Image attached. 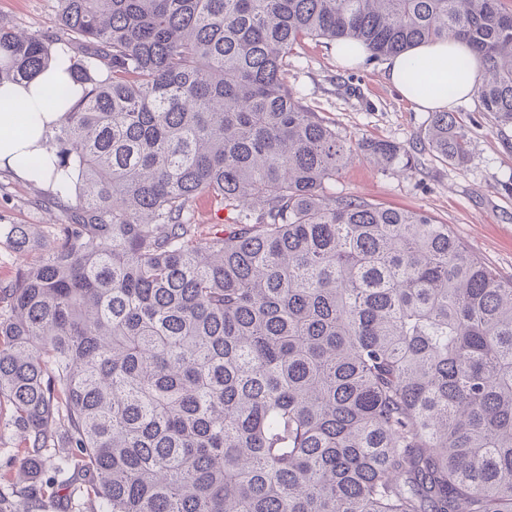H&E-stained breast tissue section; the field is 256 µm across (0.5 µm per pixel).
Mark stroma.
<instances>
[{
	"mask_svg": "<svg viewBox=\"0 0 512 512\" xmlns=\"http://www.w3.org/2000/svg\"><path fill=\"white\" fill-rule=\"evenodd\" d=\"M59 0H0V25L44 37L58 29ZM385 62L368 59L347 67L325 40H309L288 59V85L305 104L348 139L386 140L412 157L410 170H380L355 161L332 186L339 195L361 197L390 208L422 211L448 225L471 252L512 278V127H501L478 99L454 111L469 137L471 159L458 167L437 157L425 139L429 113L416 111L387 83ZM48 183H32L0 169V283L37 258L17 252L3 230L29 224L41 246L55 240L63 220Z\"/></svg>",
	"mask_w": 512,
	"mask_h": 512,
	"instance_id": "stroma-1",
	"label": "stroma"
}]
</instances>
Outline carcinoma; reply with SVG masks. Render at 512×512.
Returning a JSON list of instances; mask_svg holds the SVG:
<instances>
[{
	"label": "carcinoma",
	"instance_id": "obj_1",
	"mask_svg": "<svg viewBox=\"0 0 512 512\" xmlns=\"http://www.w3.org/2000/svg\"><path fill=\"white\" fill-rule=\"evenodd\" d=\"M448 37L512 126L499 0H62L45 39L0 25V85L73 52L54 154L18 161L66 220L0 286L6 426L67 512H512V279L421 211L328 192L410 155L286 80L307 39L379 59ZM425 136L470 161L452 114ZM201 202L236 228L201 236Z\"/></svg>",
	"mask_w": 512,
	"mask_h": 512
}]
</instances>
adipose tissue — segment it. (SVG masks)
Listing matches in <instances>:
<instances>
[{
    "instance_id": "obj_1",
    "label": "adipose tissue",
    "mask_w": 512,
    "mask_h": 512,
    "mask_svg": "<svg viewBox=\"0 0 512 512\" xmlns=\"http://www.w3.org/2000/svg\"><path fill=\"white\" fill-rule=\"evenodd\" d=\"M418 60L428 62L424 76L440 85V93L416 94L410 65ZM480 70L479 59L472 48L457 38L418 44L403 54L390 57L385 64L387 81L420 112L451 111L470 100L478 87ZM68 83L66 67L58 62L30 82L0 85V168H15L20 156L44 153L43 132L59 115L42 111L41 100L48 92ZM20 107L29 111L31 119L25 135L18 137L14 134V122Z\"/></svg>"
}]
</instances>
